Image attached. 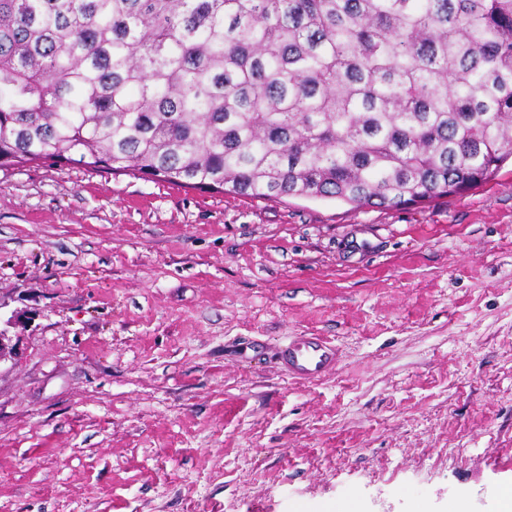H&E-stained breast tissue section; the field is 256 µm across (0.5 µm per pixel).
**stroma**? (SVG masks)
Here are the masks:
<instances>
[{"label":"stroma","instance_id":"stroma-1","mask_svg":"<svg viewBox=\"0 0 512 512\" xmlns=\"http://www.w3.org/2000/svg\"><path fill=\"white\" fill-rule=\"evenodd\" d=\"M0 329V512H497L512 161L390 210L2 169ZM276 360L289 376L317 380L339 362L336 347L321 336H293L276 353Z\"/></svg>","mask_w":512,"mask_h":512}]
</instances>
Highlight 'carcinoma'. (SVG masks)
Returning a JSON list of instances; mask_svg holds the SVG:
<instances>
[{"label":"carcinoma","instance_id":"1","mask_svg":"<svg viewBox=\"0 0 512 512\" xmlns=\"http://www.w3.org/2000/svg\"><path fill=\"white\" fill-rule=\"evenodd\" d=\"M512 157V0H0V169L430 203Z\"/></svg>","mask_w":512,"mask_h":512}]
</instances>
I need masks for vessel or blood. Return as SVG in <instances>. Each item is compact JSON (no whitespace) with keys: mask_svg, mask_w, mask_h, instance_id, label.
Instances as JSON below:
<instances>
[{"mask_svg":"<svg viewBox=\"0 0 512 512\" xmlns=\"http://www.w3.org/2000/svg\"><path fill=\"white\" fill-rule=\"evenodd\" d=\"M276 360L289 376L316 380L339 362L335 346L320 336H295L276 353Z\"/></svg>","mask_w":512,"mask_h":512,"instance_id":"obj_1","label":"vessel or blood"}]
</instances>
